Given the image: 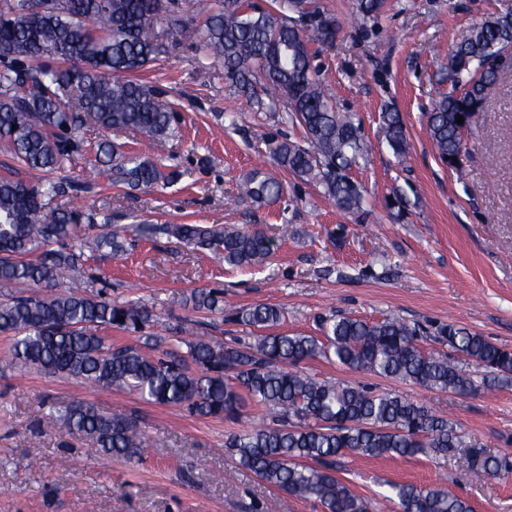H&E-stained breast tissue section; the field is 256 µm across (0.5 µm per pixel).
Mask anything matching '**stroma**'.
Returning a JSON list of instances; mask_svg holds the SVG:
<instances>
[{"label":"stroma","instance_id":"stroma-1","mask_svg":"<svg viewBox=\"0 0 512 512\" xmlns=\"http://www.w3.org/2000/svg\"><path fill=\"white\" fill-rule=\"evenodd\" d=\"M310 6L339 24L334 41L313 44V64L337 111L360 122L368 155L350 176L365 192L367 213L337 210L314 183L281 167L272 148L300 140V129L256 111L230 85L222 61L173 36L143 77L176 105L179 124L164 162L178 172L177 182L146 192L104 178L56 201L96 215L76 239L93 278L90 291L153 311L157 355L176 345L177 327L189 319L219 340L252 336V328L221 314L194 311L189 297L197 289L219 292L235 307L279 306V330L291 335L314 334L315 318L332 312L370 322L396 315L424 328L419 343L428 351L447 352L435 330L448 323L512 349V71L501 75L464 131L459 167L439 158L426 128L433 101L453 85L454 43L486 16L512 12V0H385L368 18L359 0H310ZM387 109L400 112L405 124L408 149L400 159L385 140ZM228 113L236 126L225 123ZM84 137V150L68 167L74 176L101 166L97 145L105 140L129 154L155 153L129 132L91 125ZM256 169L283 183L280 200L237 198V184ZM106 223L128 247L122 260L93 249ZM149 224L251 225L274 241L275 251L265 266L234 267L211 251L146 233ZM10 344L0 334V512H265L272 498L278 512H320L311 501L277 493L226 453L225 440L244 430L247 419L203 418L132 392L22 368L12 362ZM303 368L321 379L406 395L454 421L469 445L512 455V385H480L460 395L321 357ZM71 402L135 416L164 445L131 461L105 456L49 419L50 405ZM466 469L459 452L344 459L336 474L375 512H400L389 498L394 483L446 487L467 498L473 512H512V475L476 483Z\"/></svg>","mask_w":512,"mask_h":512}]
</instances>
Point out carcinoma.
Segmentation results:
<instances>
[{"label": "carcinoma", "mask_w": 512, "mask_h": 512, "mask_svg": "<svg viewBox=\"0 0 512 512\" xmlns=\"http://www.w3.org/2000/svg\"><path fill=\"white\" fill-rule=\"evenodd\" d=\"M210 2L199 24L190 15L191 0H52L32 12L25 10V0H0V46L10 52L9 60L0 62V141L27 174L24 180L0 177V288L28 283L45 289L42 295L1 301L0 333L12 337L16 364L133 392L147 403L225 419L238 418L250 404L276 409L279 419L230 435L225 450L268 486L313 501L321 512H372V503L336 476L338 459L447 456L467 447L464 436L451 420L403 394L321 380L300 364L333 358L349 369L457 394L475 389L471 374L448 354L423 350L421 329L397 317L369 322L330 315L319 318V336L289 335L272 331L283 313L266 303L229 313L233 321L261 330L251 341L181 337L186 351L151 356L144 348L156 346L157 337L145 330L154 314L136 301L114 305L88 292L77 275L84 257L75 245L78 227L95 223V214L53 206L90 187L85 178L59 175L82 150L86 120L156 144L173 136L176 110L141 72L154 59L159 38L175 34L224 61L226 78L253 99L257 111L276 112L282 122L303 130L306 145L286 140L273 151L283 168L317 180L337 209L363 210L364 195L349 176L365 158L361 128L353 114L330 103L299 28L306 23L320 43H329L336 19L306 7L308 0H274L270 9L248 0ZM157 21L166 26L161 33L154 31ZM510 49L512 13L485 18L455 44L450 70L460 93L436 99L426 121L443 162L456 166L463 131L475 122L495 80L490 60ZM382 121L388 146L404 154L400 113L387 110ZM99 151L112 159L114 179L130 188L177 179L158 158L132 156L107 142ZM283 193L280 182L257 173L240 187L241 195L258 203ZM156 231L218 253L234 266H260L273 254L271 240L256 227L169 224ZM95 246L114 258L125 253L112 229L102 232ZM190 300L198 311L224 312V300L210 290H199ZM102 328L137 333L140 345L112 344L98 334ZM436 334L481 370L487 388L512 384V349L453 324L439 326ZM295 416L308 426L293 424ZM50 418L90 437L109 457L131 460L145 448L136 420L123 414L108 416L71 403L54 406ZM511 472V457L470 449V479ZM391 490L408 512H472L465 498L444 487L400 483Z\"/></svg>", "instance_id": "1"}]
</instances>
